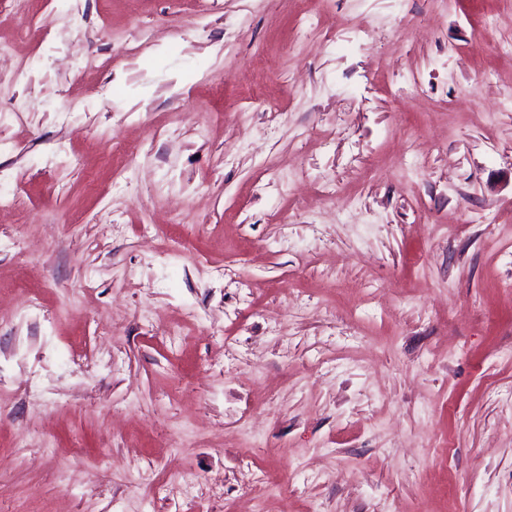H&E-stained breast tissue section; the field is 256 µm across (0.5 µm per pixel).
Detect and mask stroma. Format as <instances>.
Here are the masks:
<instances>
[{
	"label": "stroma",
	"mask_w": 512,
	"mask_h": 512,
	"mask_svg": "<svg viewBox=\"0 0 512 512\" xmlns=\"http://www.w3.org/2000/svg\"><path fill=\"white\" fill-rule=\"evenodd\" d=\"M0 0V512H512V0Z\"/></svg>",
	"instance_id": "1"
}]
</instances>
